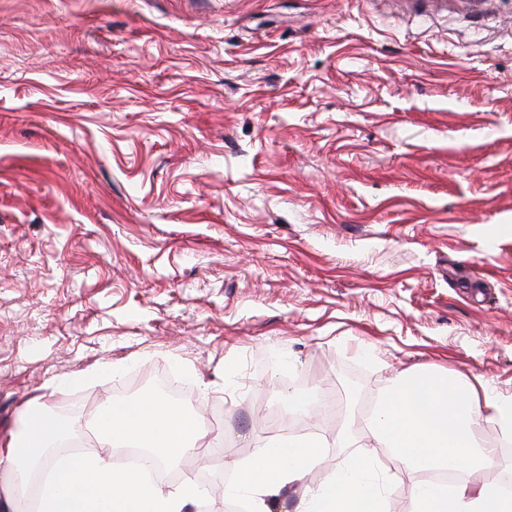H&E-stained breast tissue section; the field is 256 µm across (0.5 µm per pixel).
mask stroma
<instances>
[{"instance_id":"35a3bbf8","label":"stroma","mask_w":512,"mask_h":512,"mask_svg":"<svg viewBox=\"0 0 512 512\" xmlns=\"http://www.w3.org/2000/svg\"><path fill=\"white\" fill-rule=\"evenodd\" d=\"M424 367L512 395V0H0V434L163 378L216 445L163 490L316 433L299 512Z\"/></svg>"}]
</instances>
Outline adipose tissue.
<instances>
[{"label":"adipose tissue","mask_w":512,"mask_h":512,"mask_svg":"<svg viewBox=\"0 0 512 512\" xmlns=\"http://www.w3.org/2000/svg\"><path fill=\"white\" fill-rule=\"evenodd\" d=\"M485 420L512 432V399L491 397L478 378L419 370L385 388L367 428L376 446L401 464L411 480L412 512H512V496L496 486L475 490L463 481L421 478L425 471L463 473L496 467L495 450L483 446L478 435ZM65 433L40 398L27 402L22 428L0 436V472L7 477L0 488V512H15L36 469L44 474L36 512H187L202 498L195 482L166 492L141 471L112 464L118 448L142 449L168 466L204 447V427H192L164 398L152 396L122 406L103 400L96 412L94 441L83 454L58 452ZM327 446L315 434L268 439L251 459L236 465V478L225 493L246 499L248 512H268L267 498L312 468ZM388 485L375 456H354L312 490L301 512H384Z\"/></svg>","instance_id":"ef3b65f1"}]
</instances>
